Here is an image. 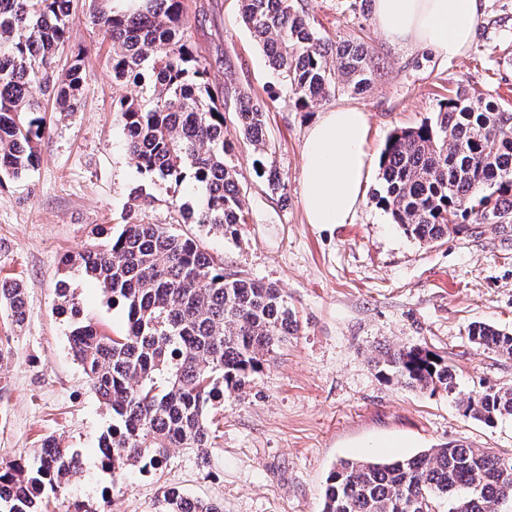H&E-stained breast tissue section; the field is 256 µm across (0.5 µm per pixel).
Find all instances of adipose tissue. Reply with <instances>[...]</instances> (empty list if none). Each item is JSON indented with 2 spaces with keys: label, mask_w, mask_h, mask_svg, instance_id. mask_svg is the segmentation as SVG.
Here are the masks:
<instances>
[{
  "label": "adipose tissue",
  "mask_w": 512,
  "mask_h": 512,
  "mask_svg": "<svg viewBox=\"0 0 512 512\" xmlns=\"http://www.w3.org/2000/svg\"><path fill=\"white\" fill-rule=\"evenodd\" d=\"M482 0H374L384 38L447 58L466 55L477 36ZM367 113L353 105L319 112L302 150L305 211L311 224H348L364 203L373 156Z\"/></svg>",
  "instance_id": "adipose-tissue-1"
}]
</instances>
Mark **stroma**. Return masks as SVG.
Segmentation results:
<instances>
[{
    "label": "stroma",
    "mask_w": 512,
    "mask_h": 512,
    "mask_svg": "<svg viewBox=\"0 0 512 512\" xmlns=\"http://www.w3.org/2000/svg\"><path fill=\"white\" fill-rule=\"evenodd\" d=\"M184 5L191 44L209 63L210 85L223 93L224 136L234 147L226 161L246 221L224 233L182 220L180 206H195L201 194L191 181L175 196L155 186L144 220L193 238L223 259L225 272L280 289L297 327L244 393L225 396L211 412L216 437L206 459L174 448L161 467L129 468L117 479L102 464L99 439L112 413L70 350L56 288L66 283L84 320L112 336L124 333L122 308L64 260L89 247L93 229L122 228L142 176L112 103L142 89L113 82L112 43L92 23L91 0H76L57 59L63 70L72 55L84 57L76 109L44 102L50 134L38 166L23 179L0 181V281L25 291L23 326L0 308V463L33 460L49 436L80 454L81 473L46 495L47 512H155L168 486L224 512H321L327 476L342 460L389 461L445 443L512 449V417L485 425L465 417L456 397L411 390L372 364L382 347L420 344L454 365L459 394L512 387V358L468 337L475 322L512 333V239L486 225L478 235L417 241L378 204L376 169L352 223H308L301 154L314 112L290 100L242 22L239 0ZM303 5L324 36L360 35L374 51L371 86L331 100L368 112L374 155L395 130L435 119L457 91L512 107V0H484L477 38L457 60L386 41L372 14L350 15L345 0ZM243 92L267 104L264 145L247 142L237 126L233 102ZM258 157L282 174L283 192L256 176Z\"/></svg>",
    "instance_id": "1"
}]
</instances>
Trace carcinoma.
<instances>
[{"label": "carcinoma", "mask_w": 512, "mask_h": 512, "mask_svg": "<svg viewBox=\"0 0 512 512\" xmlns=\"http://www.w3.org/2000/svg\"><path fill=\"white\" fill-rule=\"evenodd\" d=\"M135 10L100 9L93 24L112 41V76L136 85L140 97L119 98L113 111L124 123L128 154L143 181L131 192L138 210L153 205V186L177 194L188 179L204 189L197 223L224 231L245 223L235 171L225 160L220 96L204 81L206 62L190 47L184 0H140ZM72 0H0V176L20 178L35 168L48 135L40 97L64 107L85 82L81 60L57 71L68 38ZM243 23L259 40L269 66L295 104L312 108L339 92L360 93L374 79L373 51L359 37L320 36L300 0H240ZM241 134L261 145L265 103L236 98ZM258 177L284 188L279 172L254 160ZM378 202L395 223L421 242L473 226L512 230V110L494 99L458 92L434 120L391 136L382 162ZM65 264L84 268L127 329L109 336L79 311L66 289L57 314L71 320L73 356L100 399L112 426L100 450L112 472L161 466L170 449L205 459L214 439L208 414L225 392L250 385L293 333L296 320L278 289L224 273V264L190 237L137 218L90 245ZM20 327L24 289L0 285V305ZM468 336L478 347L512 358V333L477 322ZM385 376L435 394L456 393L448 360L420 345L384 347L373 357ZM464 415L487 425L512 416V387H488L459 399ZM81 468L77 452L48 438L31 462L0 465V485L28 493L0 496V512H39L46 490L57 491ZM512 503V451L444 444L389 462L345 460L327 478L322 512H498ZM156 512H223L216 503L177 488L161 491Z\"/></svg>", "instance_id": "1"}]
</instances>
